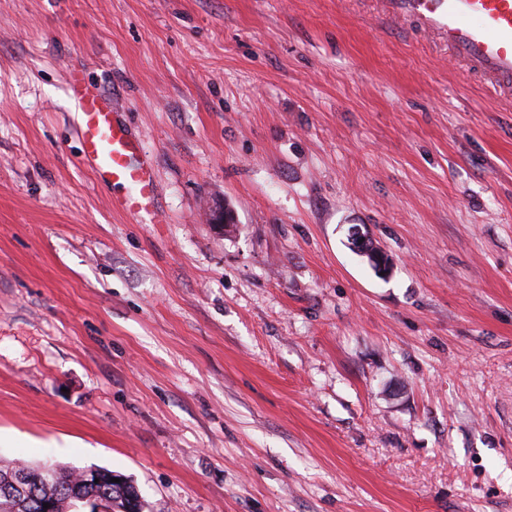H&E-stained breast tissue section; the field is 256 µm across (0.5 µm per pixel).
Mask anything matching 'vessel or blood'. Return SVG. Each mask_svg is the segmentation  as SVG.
<instances>
[{"mask_svg":"<svg viewBox=\"0 0 512 512\" xmlns=\"http://www.w3.org/2000/svg\"><path fill=\"white\" fill-rule=\"evenodd\" d=\"M386 16L412 19L443 34L452 56L491 86H512V0H382ZM68 97L79 142L78 162L99 182L122 191L113 209L137 216L154 208L153 163L120 118L111 96L84 68L68 72Z\"/></svg>","mask_w":512,"mask_h":512,"instance_id":"1","label":"vessel or blood"}]
</instances>
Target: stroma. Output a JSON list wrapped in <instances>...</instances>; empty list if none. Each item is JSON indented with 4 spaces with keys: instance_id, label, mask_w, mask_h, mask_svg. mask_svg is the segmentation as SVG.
<instances>
[{
    "instance_id": "stroma-1",
    "label": "stroma",
    "mask_w": 512,
    "mask_h": 512,
    "mask_svg": "<svg viewBox=\"0 0 512 512\" xmlns=\"http://www.w3.org/2000/svg\"><path fill=\"white\" fill-rule=\"evenodd\" d=\"M380 2L0 0V464L145 512H512V89ZM73 65L151 215L79 164ZM101 469L103 470L101 474L102 483L98 485L97 493L109 494L112 498H120L121 506L128 509L126 512H144L145 503L140 501L141 496L133 484L130 482L128 484L111 482L112 478H119L121 475L114 474L109 469Z\"/></svg>"
}]
</instances>
